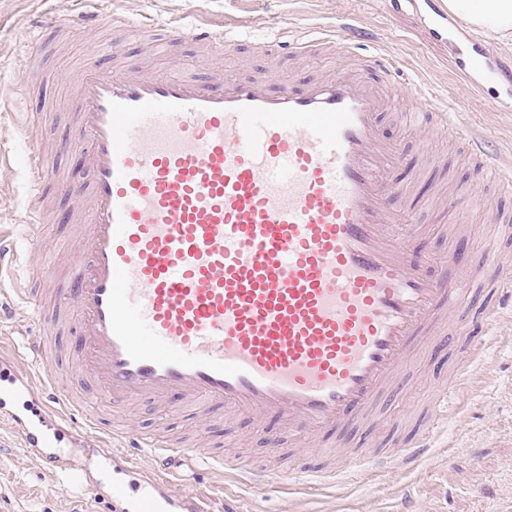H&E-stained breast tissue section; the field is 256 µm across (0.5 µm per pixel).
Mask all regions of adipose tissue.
<instances>
[{
	"label": "adipose tissue",
	"mask_w": 512,
	"mask_h": 512,
	"mask_svg": "<svg viewBox=\"0 0 512 512\" xmlns=\"http://www.w3.org/2000/svg\"><path fill=\"white\" fill-rule=\"evenodd\" d=\"M449 13L489 41H512V0H448Z\"/></svg>",
	"instance_id": "1"
}]
</instances>
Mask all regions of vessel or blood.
I'll return each mask as SVG.
<instances>
[{
  "mask_svg": "<svg viewBox=\"0 0 512 512\" xmlns=\"http://www.w3.org/2000/svg\"><path fill=\"white\" fill-rule=\"evenodd\" d=\"M97 0H78L66 34L97 20ZM173 40L223 50L229 25L167 21ZM355 34L289 39L288 56L316 46L350 54ZM512 96V66L479 44L458 61ZM374 76L349 66L288 85L218 71L172 76L117 58L85 61L67 81L70 136L48 148L46 113L14 127L28 141L26 250L0 244V288L37 328L30 366L0 355V379L40 404L41 421L11 419L43 471L88 491L111 512H204L173 495L179 469H231L261 488L278 470L282 433L334 456L337 435L402 386L405 363L433 338L483 350L512 310V269L494 254L474 261L466 236L442 260L417 247L418 208L406 153L384 124L386 85L400 68L387 56ZM482 127L455 137L479 168L512 186V165L487 151ZM68 148L85 173L59 169ZM68 226L75 249L64 277L44 247L46 219ZM71 340L59 346L61 333ZM470 359L442 385L428 422L437 428L469 384ZM87 377L78 394L63 369ZM180 406L197 420L194 441L134 429L132 404ZM263 428L273 454L254 469L212 453L210 419ZM151 463L145 494L106 478L115 459ZM358 449L349 472L390 461Z\"/></svg>",
  "mask_w": 512,
  "mask_h": 512,
  "instance_id": "vessel-or-blood-1",
  "label": "vessel or blood"
}]
</instances>
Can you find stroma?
Masks as SVG:
<instances>
[{"label":"stroma","mask_w":512,"mask_h":512,"mask_svg":"<svg viewBox=\"0 0 512 512\" xmlns=\"http://www.w3.org/2000/svg\"><path fill=\"white\" fill-rule=\"evenodd\" d=\"M73 0H0V96L12 104L0 112V152L10 166L0 170V227L15 230L26 197L25 164L28 145L12 134L25 112L68 110L63 76L86 56H104L116 47L132 64L143 58L139 35L128 27H108L75 34L62 49L51 33L55 18L66 15ZM106 14L134 19L143 12L160 18L178 16L194 22L204 16L214 22L240 20L244 42L232 51L201 58L191 41L181 40L157 56L155 67L171 75L221 71L232 76L296 82L344 64L342 55L316 57L297 64L288 57L272 59L266 45L278 42L276 18H285L290 30L317 37L333 24H353L372 34L367 54L386 55L400 63L397 94L407 111L403 124L387 123L389 134L414 148L426 136L438 156L435 166L424 168L417 184L421 194L435 187L453 191L460 184L471 188L469 197L448 209L429 202L417 209L414 220L422 245L438 256L448 255L453 237L466 231L473 255H481L495 228L483 217V190L490 175L470 163L461 146L449 145L448 131L439 122L422 126L417 115L420 92L439 104L462 107L464 122L495 129L491 150L512 163L504 146L512 142V98L498 87L473 94L460 77L453 45L429 41L422 18L429 12L419 0L416 12H392L388 0H102ZM464 350L445 359L429 352L415 354L407 363V382L398 396L381 400L375 411L344 439L357 448L371 442L389 446L396 438L408 439L422 427L428 407L440 393L443 379ZM240 441L249 463L262 464L267 450L260 434L246 421L225 424L222 416L211 422V442ZM431 452L414 465L394 459L389 469L339 478L335 486L304 489L293 478L289 492L279 482L264 490L250 488L235 478L207 467L184 471L179 492L210 489L214 497L237 500L241 512H402L411 501L414 512H512V316H502L490 347L473 364L471 384L450 412L447 422L431 435ZM49 482L22 446L7 420L0 419V512H78L84 494L63 490L46 494Z\"/></svg>","instance_id":"stroma-1"}]
</instances>
